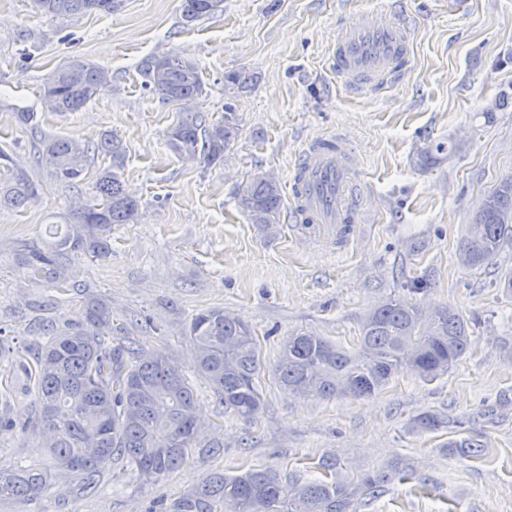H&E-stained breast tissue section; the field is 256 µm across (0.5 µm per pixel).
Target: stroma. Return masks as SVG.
Returning a JSON list of instances; mask_svg holds the SVG:
<instances>
[{
	"mask_svg": "<svg viewBox=\"0 0 512 512\" xmlns=\"http://www.w3.org/2000/svg\"><path fill=\"white\" fill-rule=\"evenodd\" d=\"M391 0H223L214 16L181 19V0H122L109 14H43L36 0H0V148L29 172L39 199L0 207V326L8 349L0 358V394L18 421L34 414L31 385L18 354L33 338L32 303L53 294L25 281L14 251L44 237L53 216L74 197H89L109 161L97 157L77 187L36 164L41 140L97 141L109 132L127 151L124 180L140 204L134 224L112 227V255L74 263L80 279L112 307L128 345L162 349L183 366L193 351L183 334L191 314L221 308L253 327L269 368L256 421L225 414L204 381H196L198 448L158 482L141 483L125 463L87 495L75 480H55L30 501L0 500V512H149L219 470H276L302 486L322 478L323 462L338 480L356 484L378 473L372 495L355 512H512V291L497 288L512 272V242L485 267L458 260L473 215L502 178L512 175V0H406L416 22L407 74L379 95L350 96L325 68L336 34ZM179 52L199 66L203 92L192 110L207 120L225 107L241 130L209 167L182 161L166 140L178 104L143 83L152 54ZM112 74V86L78 112L45 111L52 71L72 59ZM251 75L248 88H224L226 73ZM35 112L37 128L16 112ZM341 132L359 157L365 214L353 242L336 253L324 239L297 241L288 218L269 236L240 213L235 193L258 172L289 188L296 157L310 140ZM453 144L431 164V141ZM396 295L425 309L452 308L470 323L469 348L431 382L404 374L367 399L300 397L283 390L270 368L289 334L304 331L346 350L356 348L365 313ZM444 425L410 429L424 413ZM483 444L466 458L453 440ZM220 440L224 450L208 444ZM35 440L0 431V463L47 465Z\"/></svg>",
	"mask_w": 512,
	"mask_h": 512,
	"instance_id": "stroma-1",
	"label": "stroma"
}]
</instances>
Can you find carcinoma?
<instances>
[{
    "instance_id": "obj_1",
    "label": "carcinoma",
    "mask_w": 512,
    "mask_h": 512,
    "mask_svg": "<svg viewBox=\"0 0 512 512\" xmlns=\"http://www.w3.org/2000/svg\"><path fill=\"white\" fill-rule=\"evenodd\" d=\"M220 0H182L185 22L213 13ZM52 16L110 13L119 0H37ZM144 85L169 103L189 101L202 92L196 63L183 55L162 53L143 59ZM112 82L108 70L74 59L57 69L43 92L50 112H77ZM240 121L229 107L216 121L186 111L168 131V146L180 159L207 166L224 161L238 137ZM110 165L96 181V195L70 210L65 227L52 230L49 242H22L14 258L29 282L48 283L83 300L74 321L58 326L46 309L34 316L30 333L41 337L32 364L23 365L33 379L38 410L16 423L0 413V428L42 439L50 458L45 469L0 464V499H30L46 492L57 477L77 480L87 493L99 490L105 469L123 461L146 483L180 467L196 447L198 420L194 388L182 366L162 350L142 351L115 336L112 307L87 291L77 279L72 258L104 261L112 255L114 224L138 221L139 202L122 179L126 151L103 135L96 142L49 139L37 165L58 181L75 185L92 155ZM0 206L26 207L38 199L37 183L0 149ZM237 205L250 223L267 233L280 223L283 207L278 180L254 175L236 193ZM512 240V177L503 179L475 214L459 248L463 266L478 269ZM183 335L194 346V371L224 406L246 421L263 405L259 380L264 362L252 327L221 308L201 310L185 323ZM468 324L446 306L431 312L397 297L371 310L360 327L358 349L351 353L307 332L290 334L274 366L278 383L292 393L318 399L374 396L393 378L412 373L433 381L456 366L467 350ZM354 492L336 480L302 487L284 483L270 470L226 475L215 472L153 512H352Z\"/></svg>"
}]
</instances>
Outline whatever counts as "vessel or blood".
<instances>
[{
  "label": "vessel or blood",
  "mask_w": 512,
  "mask_h": 512,
  "mask_svg": "<svg viewBox=\"0 0 512 512\" xmlns=\"http://www.w3.org/2000/svg\"><path fill=\"white\" fill-rule=\"evenodd\" d=\"M412 30L400 7L365 12L338 32L326 68L346 78L352 92L378 93L408 71ZM358 168L343 137L311 142L296 164L291 222L336 248L346 247L363 212L355 180Z\"/></svg>",
  "instance_id": "obj_1"
}]
</instances>
